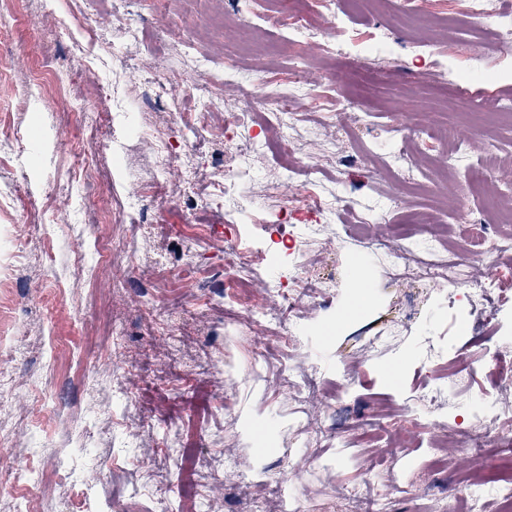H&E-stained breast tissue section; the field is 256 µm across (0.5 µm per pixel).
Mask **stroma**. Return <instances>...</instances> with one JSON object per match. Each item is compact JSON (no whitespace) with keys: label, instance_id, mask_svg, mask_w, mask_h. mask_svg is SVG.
Instances as JSON below:
<instances>
[{"label":"stroma","instance_id":"35a3bbf8","mask_svg":"<svg viewBox=\"0 0 512 512\" xmlns=\"http://www.w3.org/2000/svg\"><path fill=\"white\" fill-rule=\"evenodd\" d=\"M267 2L0 0V130L12 135L0 144V367L14 381L0 392L14 432L0 483H21L38 512L82 498L91 512H250L257 499L282 512L287 496L295 512H349L353 494L391 512H464L450 475L474 463L467 421H507L485 354L512 352V301L398 280L387 259L397 225L453 197L445 156L413 157L427 193L392 162L430 107L447 103L465 162L505 156L493 182L470 185L467 223L493 222L486 199L512 184V130L473 134L455 99L462 86L512 99L495 11L457 14L473 35L451 47L429 12L404 30L397 0H329L353 14L354 43L331 55L296 42L308 105L289 129L303 145L292 176L264 126L224 128L225 113L265 109L241 88L291 76L286 35L243 26ZM45 58L54 74L41 75ZM188 72L200 80L186 95ZM58 97L66 106L49 107ZM211 97L222 110L186 130L181 114ZM337 99L349 110L333 111ZM232 147L246 170L220 197ZM335 199L369 223L340 221ZM235 245L254 267L242 292L224 270ZM360 264L378 308L328 332ZM443 356L463 371L439 374Z\"/></svg>","mask_w":512,"mask_h":512}]
</instances>
